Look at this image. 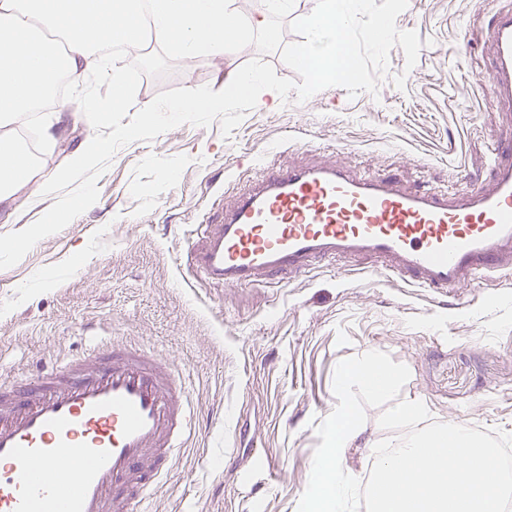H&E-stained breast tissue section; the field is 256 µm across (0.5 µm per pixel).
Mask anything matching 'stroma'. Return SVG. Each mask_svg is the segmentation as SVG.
Masks as SVG:
<instances>
[{
	"instance_id": "obj_1",
	"label": "stroma",
	"mask_w": 512,
	"mask_h": 512,
	"mask_svg": "<svg viewBox=\"0 0 512 512\" xmlns=\"http://www.w3.org/2000/svg\"><path fill=\"white\" fill-rule=\"evenodd\" d=\"M512 0H409L397 18L422 48L406 68L389 55L377 93L330 87L305 101L275 100L247 112L230 136L219 122L184 124L116 150L99 197L61 231L0 270V378L80 352L104 336L153 346L183 371L196 431L155 486L150 512H297L335 409L336 365L382 351L411 373L401 395L425 399L437 421L463 420L512 433V274L464 285L457 298L413 291L366 260L284 279L276 290L186 281V229L227 175L253 176L270 148L278 163H349L404 185L448 190L486 184L505 129L488 101L493 11ZM294 78L279 52L250 46L219 61H176L143 76L134 109L173 88L223 87L222 68L256 58ZM405 74L397 89L392 78ZM95 130L83 113L63 125L26 186L36 208L0 203V234L26 228L54 203L41 195Z\"/></svg>"
}]
</instances>
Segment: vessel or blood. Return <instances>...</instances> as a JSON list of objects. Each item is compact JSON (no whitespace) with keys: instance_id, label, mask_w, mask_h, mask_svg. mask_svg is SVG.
<instances>
[{"instance_id":"obj_1","label":"vessel or blood","mask_w":512,"mask_h":512,"mask_svg":"<svg viewBox=\"0 0 512 512\" xmlns=\"http://www.w3.org/2000/svg\"><path fill=\"white\" fill-rule=\"evenodd\" d=\"M489 100L512 128V9L490 33ZM185 276L270 287L344 258L410 288L455 294L512 271V140L489 185L413 189L348 163L266 159L230 206L197 222ZM197 411L159 351L94 343L25 381H0V512H135L172 469Z\"/></svg>"}]
</instances>
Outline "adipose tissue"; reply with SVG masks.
<instances>
[{"mask_svg": "<svg viewBox=\"0 0 512 512\" xmlns=\"http://www.w3.org/2000/svg\"><path fill=\"white\" fill-rule=\"evenodd\" d=\"M230 0H0V202L36 174L7 129L50 95L65 74L100 73L109 42L142 52L147 41L184 60L223 58L242 46L226 29Z\"/></svg>", "mask_w": 512, "mask_h": 512, "instance_id": "adipose-tissue-1", "label": "adipose tissue"}]
</instances>
